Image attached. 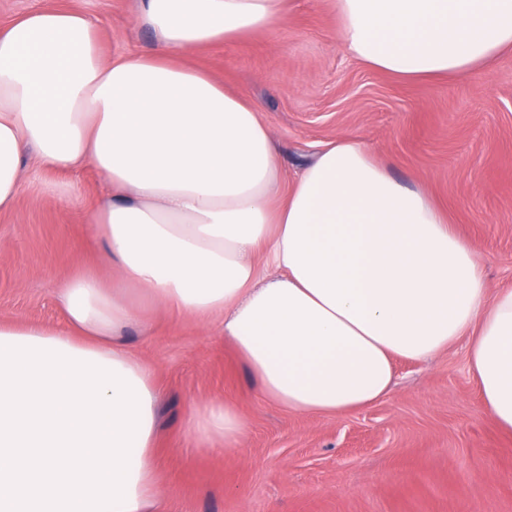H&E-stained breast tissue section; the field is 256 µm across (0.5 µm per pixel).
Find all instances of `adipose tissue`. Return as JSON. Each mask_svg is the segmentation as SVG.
<instances>
[{"mask_svg":"<svg viewBox=\"0 0 512 512\" xmlns=\"http://www.w3.org/2000/svg\"><path fill=\"white\" fill-rule=\"evenodd\" d=\"M353 59L401 78L489 68L512 53V0H332ZM284 0H139L150 55L103 60L89 17L45 9L0 27V212L11 210L25 147L56 170L89 164L112 189L90 215L108 271L67 274L61 328L0 325L121 365L155 394L154 368L122 332L172 312L219 323L261 396L302 416L369 407L394 363L458 340L483 405L512 433V288L490 290L473 246L418 188L359 139L324 143L283 181L259 107L186 56L282 25ZM134 502L158 512L154 412ZM237 411L206 400L195 447H233Z\"/></svg>","mask_w":512,"mask_h":512,"instance_id":"ef3b65f1","label":"adipose tissue"}]
</instances>
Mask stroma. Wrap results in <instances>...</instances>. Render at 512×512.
Segmentation results:
<instances>
[{"mask_svg":"<svg viewBox=\"0 0 512 512\" xmlns=\"http://www.w3.org/2000/svg\"><path fill=\"white\" fill-rule=\"evenodd\" d=\"M65 6L86 14L106 57L155 49L136 0H0V19ZM193 61L243 92L272 127L283 176L350 135L400 183L425 191L477 250L490 288L512 287V54L488 70L400 82L351 58L331 0H288V20L221 41ZM109 193L92 167L28 160L0 215V321L56 329L64 276L104 262L91 210ZM156 370L162 512H512V435L484 409L465 342L397 360L391 396L337 417L260 397L219 324L152 317L124 331ZM244 421L231 448L186 436L196 401Z\"/></svg>","mask_w":512,"mask_h":512,"instance_id":"35a3bbf8","label":"stroma"}]
</instances>
